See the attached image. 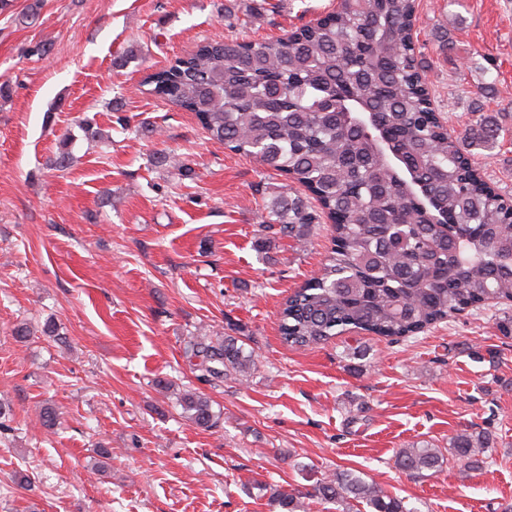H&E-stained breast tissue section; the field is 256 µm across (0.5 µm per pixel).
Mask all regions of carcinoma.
Here are the masks:
<instances>
[{
	"label": "carcinoma",
	"instance_id": "cac0c4a2",
	"mask_svg": "<svg viewBox=\"0 0 512 512\" xmlns=\"http://www.w3.org/2000/svg\"><path fill=\"white\" fill-rule=\"evenodd\" d=\"M327 18L294 36L198 45L146 77L150 92L186 112L234 151L298 183L336 225L322 273L280 311L282 342L304 348L344 332L411 337L466 308L512 301V217L467 148L496 147L498 124L453 136L431 108L415 57L417 0H336ZM316 214L278 197L263 228L296 245ZM198 379L244 378L253 351L234 336H191ZM199 428L219 415L199 391L178 397ZM486 437L462 434L455 455L478 461ZM412 474L439 471V449L399 453ZM306 497L337 512H411L404 501L351 471L317 482ZM279 512H305L301 497L276 490Z\"/></svg>",
	"mask_w": 512,
	"mask_h": 512
}]
</instances>
